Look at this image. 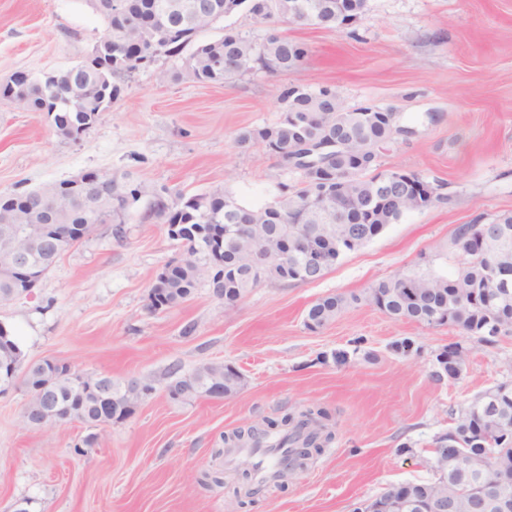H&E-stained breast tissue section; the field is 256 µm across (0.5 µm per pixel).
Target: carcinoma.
<instances>
[{"label":"carcinoma","mask_w":512,"mask_h":512,"mask_svg":"<svg viewBox=\"0 0 512 512\" xmlns=\"http://www.w3.org/2000/svg\"><path fill=\"white\" fill-rule=\"evenodd\" d=\"M186 8L171 11V0H126V11L139 18L130 28L111 27L112 53L123 57L127 46L138 41L143 46L140 60L150 64L163 55H179L186 47L194 46L186 61V73L202 84H222L236 76L261 71L277 73L298 67L307 57L308 48L284 35L272 33L256 42L231 30L214 41L198 44L200 31L224 18V0H181ZM248 11L262 20L271 14L283 20L280 0H243ZM312 17L321 28H338L337 16L341 10L357 16L366 8V0H292ZM62 74L83 89L78 96H67L53 89L47 77H29L26 98L29 109L45 112L52 117L58 135L80 125L89 126V117L109 112L120 97L122 88L113 77L126 74L120 64L112 70L97 67H70ZM319 100L320 120L314 121L308 112L311 100ZM281 118L270 126L244 130L235 137L240 147L260 144L273 154L293 146L298 140L319 139L328 135L336 138L340 147L327 157L325 167L335 175L337 185L343 187L342 210L339 219L329 221L331 232L314 233L310 247L325 252L329 260L321 273L328 272L339 258L371 241L383 229L398 221L413 209L424 210L448 201L443 192L445 184L429 182L412 174L409 182H396L389 191L402 198V204L385 202L378 177L376 149L390 142L395 127L380 112H350L338 93L325 86L316 91L287 87L278 96ZM324 185L320 179L302 175L300 187H284L272 202L255 208L240 205L224 190L189 197L175 207L159 199L154 214L166 224H214L223 229L238 222L241 215L250 214L257 224L256 237L247 246H238L227 239L224 249V284H214L215 293L241 298L254 284L244 276L252 250L271 247L264 217L272 212L280 216V223L291 232H303L314 225L311 209L320 201ZM67 223L81 227L78 238L88 235L98 223L95 211L84 203H77L65 211ZM505 229L512 238V212L504 213L486 224L475 221L460 225L452 238V246L459 257L456 272L448 277L431 272H411L378 281L371 285L365 300L396 319H404L429 326L448 325L462 336H475L485 344H494L501 337L512 336V254H498L485 244V233ZM65 242L40 247L32 255L36 265L54 266ZM206 270L187 260L173 268L174 291L168 305L175 307L191 296ZM359 300L352 295L327 296L315 302L307 311L305 325L310 330L320 329L350 304ZM9 345L0 356L3 377L17 380L27 389L25 409L33 411L41 402L39 387L51 377L56 378L55 389L49 398L48 410L55 423L77 421L99 424L118 420L121 404L112 403L119 397L122 383L107 376H91L56 361L43 360L31 366H22L13 350L20 349L14 337H6ZM466 367V350L461 343L448 345L436 356L433 376L441 380L461 379ZM215 380L224 381L230 393L240 388L238 373L222 362H209L198 367L188 377H179L168 388H182L184 395H195L209 390ZM330 418L324 408L286 413L278 419L266 421V429L255 434L249 430L234 433V438L249 436L254 443L269 434L282 437L279 447L288 449L287 464L301 467L313 454L321 452L332 439V434L321 435L315 425ZM434 461L446 460L453 468L448 470V483L466 480L476 493L490 499L507 498L512 501V474L500 478L499 465L512 461V382L498 383L478 394L471 403L453 417L448 433L437 438L433 450ZM401 489L415 496H440L451 492V487L434 477L419 482H405Z\"/></svg>","instance_id":"1"}]
</instances>
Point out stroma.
Listing matches in <instances>:
<instances>
[{
	"instance_id": "stroma-1",
	"label": "stroma",
	"mask_w": 512,
	"mask_h": 512,
	"mask_svg": "<svg viewBox=\"0 0 512 512\" xmlns=\"http://www.w3.org/2000/svg\"><path fill=\"white\" fill-rule=\"evenodd\" d=\"M227 30L257 42L277 31L305 43L308 56L286 72L221 84L187 78L183 56L157 58L121 78V98L76 140L57 135L47 114L0 99V196L91 169L145 188L123 219L66 247L30 295L0 302V321L26 362L64 361L153 385L131 417L106 426L32 428L24 387L0 394V512L25 499L29 512H354L388 485L430 479L452 412L512 381V336L463 340L362 299L423 255L431 271H453L455 229L512 210V0H369L355 24L336 30L242 9L198 40ZM104 33L87 0H0V81L72 67ZM289 86H329L348 107L394 109L408 132L380 148V169L445 182L448 203L405 213L314 282L264 281L228 307L206 277L179 305L151 309L156 274L188 256L162 220L147 218L156 197L172 203L222 188L261 206L299 183L263 146L234 141L241 129L275 123ZM334 294L357 301L308 329L307 309ZM405 338L417 347L408 356L394 349ZM458 340L463 378L433 379L436 355ZM207 362L240 372L237 393L167 397L171 381ZM313 406L329 411L332 443L285 484L247 495L243 466L225 465L222 435ZM80 443L82 455L73 450Z\"/></svg>"
}]
</instances>
